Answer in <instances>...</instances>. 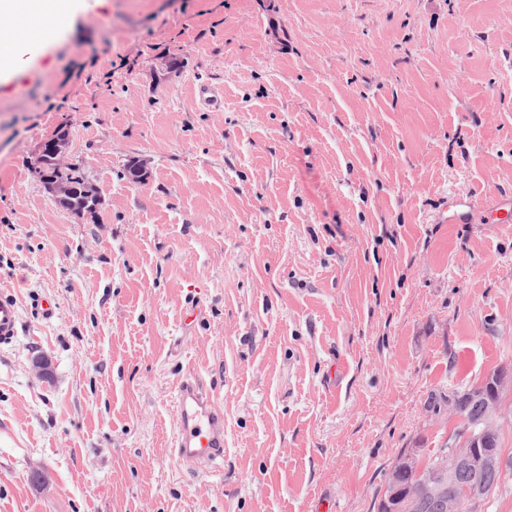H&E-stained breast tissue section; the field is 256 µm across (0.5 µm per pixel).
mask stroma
I'll use <instances>...</instances> for the list:
<instances>
[{"instance_id":"35a3bbf8","label":"stroma","mask_w":512,"mask_h":512,"mask_svg":"<svg viewBox=\"0 0 512 512\" xmlns=\"http://www.w3.org/2000/svg\"><path fill=\"white\" fill-rule=\"evenodd\" d=\"M10 30L0 512H377L400 454L462 427L431 395L498 370L512 405V223L486 219L512 200V0H74L53 41ZM62 127L95 213L31 168ZM452 194L472 223H441ZM188 375L224 407L194 472ZM21 325L16 298L0 291V347L12 345L19 335ZM175 410L178 432L172 448L179 461L192 469L224 461V408L196 379L181 381Z\"/></svg>"}]
</instances>
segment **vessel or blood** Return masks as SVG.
I'll return each mask as SVG.
<instances>
[{
    "label": "vessel or blood",
    "instance_id": "obj_1",
    "mask_svg": "<svg viewBox=\"0 0 512 512\" xmlns=\"http://www.w3.org/2000/svg\"><path fill=\"white\" fill-rule=\"evenodd\" d=\"M21 325L16 298L0 291V347L12 345ZM178 432L173 453L196 468L224 457V409L192 378L181 381L175 398Z\"/></svg>",
    "mask_w": 512,
    "mask_h": 512
}]
</instances>
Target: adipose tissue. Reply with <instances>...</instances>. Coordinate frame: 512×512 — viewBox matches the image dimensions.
Wrapping results in <instances>:
<instances>
[{"label":"adipose tissue","instance_id":"obj_1","mask_svg":"<svg viewBox=\"0 0 512 512\" xmlns=\"http://www.w3.org/2000/svg\"><path fill=\"white\" fill-rule=\"evenodd\" d=\"M71 0H0V16H8L23 31L34 32L35 42L52 41L70 19Z\"/></svg>","mask_w":512,"mask_h":512}]
</instances>
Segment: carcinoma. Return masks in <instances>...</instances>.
I'll use <instances>...</instances> for the list:
<instances>
[{
    "label": "carcinoma",
    "mask_w": 512,
    "mask_h": 512,
    "mask_svg": "<svg viewBox=\"0 0 512 512\" xmlns=\"http://www.w3.org/2000/svg\"><path fill=\"white\" fill-rule=\"evenodd\" d=\"M63 177L77 188L76 205H84L81 189L85 176L81 168L75 165ZM498 379L499 374L494 372L480 388L453 392L468 428L483 430L484 416L490 408L488 395ZM446 454L447 449H440L423 467L415 458L402 455L394 466L378 512H447L448 500L460 496L482 504L503 475L500 456L483 463L477 471L462 467L450 475L444 465Z\"/></svg>",
    "instance_id": "carcinoma-1"
}]
</instances>
